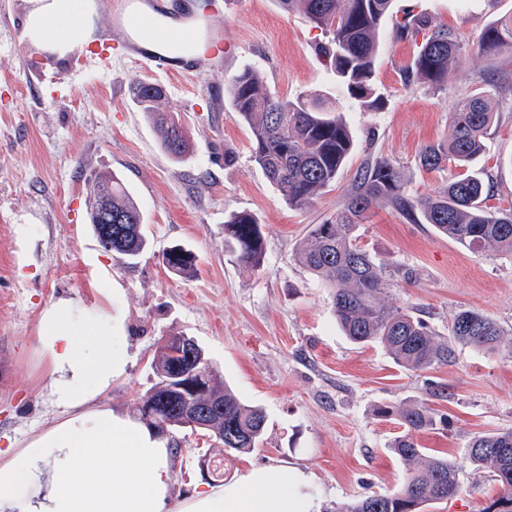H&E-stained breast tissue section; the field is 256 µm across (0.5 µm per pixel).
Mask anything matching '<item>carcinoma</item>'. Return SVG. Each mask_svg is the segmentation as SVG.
I'll return each mask as SVG.
<instances>
[{
  "label": "carcinoma",
  "mask_w": 512,
  "mask_h": 512,
  "mask_svg": "<svg viewBox=\"0 0 512 512\" xmlns=\"http://www.w3.org/2000/svg\"><path fill=\"white\" fill-rule=\"evenodd\" d=\"M393 0H279L286 11L301 6L303 13L326 36L321 47L326 60L350 96L372 107V77L379 41V27ZM428 23L412 11L396 21L405 38H422L409 75L431 86L440 85L448 66L461 51L460 43L446 30L424 33ZM478 49L486 52L512 49V15L486 27ZM481 95H462L451 113L452 133L445 143L427 145L418 154V167L433 171L450 163L465 169L437 195L419 198L392 160L377 158L358 171L354 188L336 218L309 226L296 250L302 266L331 289L336 324L350 341L381 347L404 369L423 371L445 364L452 349L441 342L424 320L409 308L392 301L383 265L356 242L355 231L365 213L388 206L415 224H430L472 252L492 251L512 255V209L487 206L491 186L472 164L484 153L490 128L496 120L493 79ZM132 100L147 114L160 148L175 160L188 151L189 140L179 115L168 107L158 85L134 80ZM233 117L245 123L252 135V159L292 207L312 205L343 169L354 145L346 121L331 99L300 95L283 102L272 95L262 74L245 68L229 86ZM89 224L101 246L132 262L144 247L143 214L126 184L113 175L91 178ZM224 251L243 267L258 270L266 256V243L255 216L247 211L224 221ZM163 265L189 279L195 272L193 255L172 247L163 254ZM454 343L476 351H495L505 339L502 328L490 317L463 310L452 317ZM154 384L139 399L134 413L143 425L159 435L188 428L215 438L224 454L249 453L264 441L267 416L259 405L243 402L220 381L219 372L204 348L184 336L166 338L151 362ZM202 378L204 389L184 398L178 376ZM380 418L398 417L404 433L394 439L392 452L407 466L406 478L391 493L368 491L336 512H421L457 496L460 483L455 465L421 447L416 434L436 425V413L421 404L383 406ZM467 456L478 469H487L498 482V492L485 512H512V429L474 437Z\"/></svg>",
  "instance_id": "1"
}]
</instances>
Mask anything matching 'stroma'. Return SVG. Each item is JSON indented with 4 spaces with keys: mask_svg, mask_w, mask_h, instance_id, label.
Returning a JSON list of instances; mask_svg holds the SVG:
<instances>
[{
    "mask_svg": "<svg viewBox=\"0 0 512 512\" xmlns=\"http://www.w3.org/2000/svg\"><path fill=\"white\" fill-rule=\"evenodd\" d=\"M26 0H0V449L20 448L62 419L46 387L41 352L44 310L62 301L78 308H117L129 363L99 398L121 416L153 384L159 341L193 337L238 397L264 408L263 445L223 458L211 438L175 433L172 493L203 494L200 456L223 460L233 481L257 465L300 468L310 497L333 512L371 488L396 489L406 470L390 449L402 434L377 407L422 403L437 415L422 447L459 469L461 491L430 512H483L497 490L492 473L467 459L478 435L512 429V349L455 347L452 359L424 371L396 366L377 346L358 345L338 329L331 293L298 262L309 225L334 218L358 170L380 156L395 160L409 191L426 197L456 179L459 168L423 171L421 148L446 141L450 110L463 94L496 84L497 118L487 150L474 164L491 184L488 204L512 209V53L482 54L481 31L512 15V0H393L376 56V108L340 90L319 51L320 29L277 0H230L224 19V67L205 78L165 77L159 84L186 124L191 149L181 160L161 151L153 129L128 96L147 73L129 61L88 67L91 45L65 57L37 50L23 34ZM446 29L463 45L443 85L406 81L418 52L395 22L405 10ZM262 72L284 100L332 94L351 126L354 147L336 182L311 207L288 205L251 160L249 128L230 104L213 111L201 95H226L234 75ZM112 173L131 190L147 245L135 263L105 251L88 220L89 177ZM256 216L267 240L262 268L243 269L224 250L230 213ZM355 235L383 263L399 304L412 307L441 339L461 310H474L512 332V257L468 251L390 208L369 211ZM174 246L192 251L197 272L183 280L162 264Z\"/></svg>",
    "mask_w": 512,
    "mask_h": 512,
    "instance_id": "1",
    "label": "stroma"
}]
</instances>
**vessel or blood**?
Masks as SVG:
<instances>
[{
	"mask_svg": "<svg viewBox=\"0 0 512 512\" xmlns=\"http://www.w3.org/2000/svg\"><path fill=\"white\" fill-rule=\"evenodd\" d=\"M106 0L112 15V28L97 32L94 51L88 57L91 65L109 61L112 52L132 61L155 76H205L222 69V57L209 53L188 52L199 34L209 41L224 39V15L216 13L206 23L195 20L191 0Z\"/></svg>",
	"mask_w": 512,
	"mask_h": 512,
	"instance_id": "obj_1",
	"label": "vessel or blood"
}]
</instances>
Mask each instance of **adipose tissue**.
<instances>
[{
    "mask_svg": "<svg viewBox=\"0 0 512 512\" xmlns=\"http://www.w3.org/2000/svg\"><path fill=\"white\" fill-rule=\"evenodd\" d=\"M77 10L76 0H33L25 34L65 54L85 34L72 21ZM39 341L64 418L25 447L0 450V512H316L307 474L279 465L253 467L218 490L174 499L166 441L94 404L128 364L111 310L52 304L41 316Z\"/></svg>",
    "mask_w": 512,
    "mask_h": 512,
    "instance_id": "1",
    "label": "adipose tissue"
}]
</instances>
